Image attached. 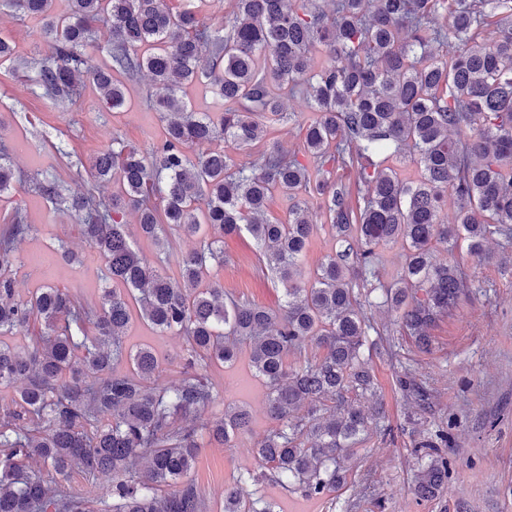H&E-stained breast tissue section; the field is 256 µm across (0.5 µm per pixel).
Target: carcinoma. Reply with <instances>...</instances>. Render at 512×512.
Here are the masks:
<instances>
[{
  "label": "carcinoma",
  "instance_id": "obj_1",
  "mask_svg": "<svg viewBox=\"0 0 512 512\" xmlns=\"http://www.w3.org/2000/svg\"><path fill=\"white\" fill-rule=\"evenodd\" d=\"M182 2L174 11L165 0H71L70 13L57 16L52 0H0V11L40 19L51 49L18 59L0 36L1 68L30 72L54 99L76 97L85 76L114 109L125 102L123 79L146 71L165 124L146 150L114 136L93 156L90 176L120 185L109 197L34 179L40 195L78 216L104 259L108 287L98 303L77 304L53 287L18 299L12 265L30 227L17 213L0 229V388L21 383L0 413V512H207L188 479L200 440L226 447L251 416L226 404L217 421L197 417L215 401L210 366L244 352L277 422L250 449L261 476L310 498L335 490L367 429L355 401L375 389L364 355L371 294L380 291L396 325L427 349L429 329L464 292L458 267L435 259L434 242L452 251L462 240L486 260L489 235L512 237V0H330L329 9L325 0H233L218 26L198 17L195 0ZM101 25L112 33L102 67L87 53ZM196 81L212 93L217 117L183 101ZM285 93L314 113L301 149L276 142L254 157L234 155L265 135L259 118L288 120ZM214 140L228 149L190 157ZM406 160L420 170L415 181L392 167ZM14 179L0 143V195ZM275 191L288 197L285 222L265 217ZM450 196L455 223L445 224ZM312 203L340 241L355 237L363 249L328 255L306 275ZM131 212L140 235L160 247L172 248V236L198 239L181 255L180 280L162 273L163 258L153 263L132 247ZM242 230L283 286L277 310L209 280L224 264V236ZM389 242L404 249L398 279L361 292ZM134 303L153 327L185 340L186 366L172 386L155 383L151 349L126 351ZM33 321L46 330L39 343L10 342ZM77 350L85 352L78 363ZM125 358L132 369L115 372ZM433 448L419 443L421 498L448 482V459ZM76 470L110 472L112 487L96 499L74 495L63 482ZM250 480L241 474L224 489V512H277Z\"/></svg>",
  "mask_w": 512,
  "mask_h": 512
}]
</instances>
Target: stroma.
Masks as SVG:
<instances>
[{
  "mask_svg": "<svg viewBox=\"0 0 512 512\" xmlns=\"http://www.w3.org/2000/svg\"><path fill=\"white\" fill-rule=\"evenodd\" d=\"M0 36L13 43L18 56L42 58L48 52L39 21L1 13ZM153 92L150 77L140 74L127 84L124 107L113 111L101 103L92 83H84L76 102L56 101L25 73L0 69V141L9 146L23 174L0 196V224L18 210L31 226L12 267L19 299L51 286L81 301L97 300L106 284L102 257L83 240L76 219L36 192L32 181L55 177L73 184L76 170L87 168L116 137L142 149L160 141L163 124L148 101ZM294 107V101L284 103L292 121L268 124L266 136L250 146L251 154L275 142L288 150L300 147L311 115ZM65 248L78 253L79 261L64 260ZM488 248L492 259L480 261L465 247L438 245V257L458 263L467 288L458 306L431 328L429 350H419L401 335L386 308H368L376 331L365 353L377 389L360 406L369 414L382 408L384 417L364 434L347 482L336 491L308 498L260 484L261 493L277 500L281 512H512V238L492 236ZM224 257L211 276L225 292L271 308L281 304L282 287L264 269L250 234L225 236ZM125 344L133 350L151 347L159 359L160 383L178 382L185 355L182 338L156 333L136 319ZM407 374L429 391L428 405L401 390L399 381ZM209 375L217 398L203 420L223 417L228 400L252 412L249 431L233 447L203 444L190 475L210 512H221L225 486L241 472L259 473L249 449L273 422L264 409L266 388L246 360L212 367ZM441 429L448 433L447 444L439 448L448 460V483L437 498L423 500L413 489L414 449Z\"/></svg>",
  "mask_w": 512,
  "mask_h": 512,
  "instance_id": "stroma-1",
  "label": "stroma"
}]
</instances>
